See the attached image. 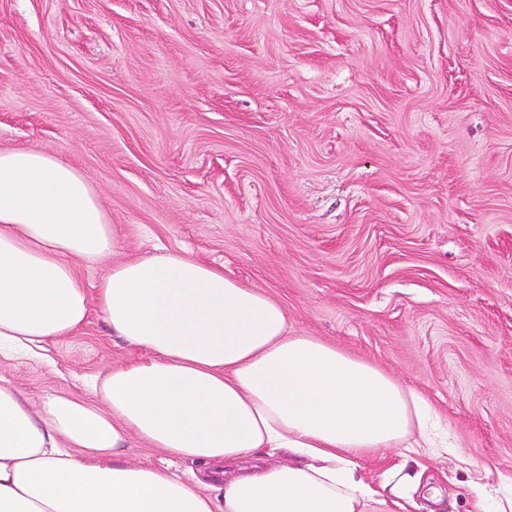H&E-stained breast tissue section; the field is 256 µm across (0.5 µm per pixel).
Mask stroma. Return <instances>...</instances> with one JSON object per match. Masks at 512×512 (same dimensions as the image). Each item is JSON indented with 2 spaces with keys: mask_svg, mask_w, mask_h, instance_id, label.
I'll return each mask as SVG.
<instances>
[{
  "mask_svg": "<svg viewBox=\"0 0 512 512\" xmlns=\"http://www.w3.org/2000/svg\"><path fill=\"white\" fill-rule=\"evenodd\" d=\"M76 168L117 259L184 252L288 331L424 397L451 449L361 461L385 498L512 492V0H0V150ZM30 403L144 359L99 309Z\"/></svg>",
  "mask_w": 512,
  "mask_h": 512,
  "instance_id": "1",
  "label": "stroma"
}]
</instances>
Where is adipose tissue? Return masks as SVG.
<instances>
[{
  "instance_id": "ef3b65f1",
  "label": "adipose tissue",
  "mask_w": 512,
  "mask_h": 512,
  "mask_svg": "<svg viewBox=\"0 0 512 512\" xmlns=\"http://www.w3.org/2000/svg\"><path fill=\"white\" fill-rule=\"evenodd\" d=\"M120 248L86 178L39 149L0 150V357H39L97 304L146 359L94 379L93 400L32 408L0 385V512H406L359 459L417 436L428 408L379 368L288 333L259 288L187 254L113 264L87 290L77 266ZM138 442L201 475L125 461ZM289 448L295 462L245 458Z\"/></svg>"
}]
</instances>
